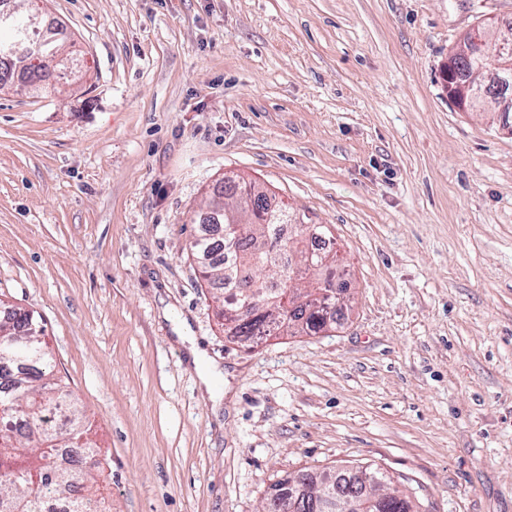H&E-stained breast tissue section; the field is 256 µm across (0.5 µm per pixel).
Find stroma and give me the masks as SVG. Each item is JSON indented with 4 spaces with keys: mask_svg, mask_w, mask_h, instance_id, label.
<instances>
[{
    "mask_svg": "<svg viewBox=\"0 0 512 512\" xmlns=\"http://www.w3.org/2000/svg\"><path fill=\"white\" fill-rule=\"evenodd\" d=\"M42 7L70 76L0 90V299L42 318L112 512H258L367 464L418 512H512V136L446 91L512 0ZM233 176L330 229L342 327L225 335L187 246Z\"/></svg>",
    "mask_w": 512,
    "mask_h": 512,
    "instance_id": "35a3bbf8",
    "label": "stroma"
}]
</instances>
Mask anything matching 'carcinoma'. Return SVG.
<instances>
[{
    "mask_svg": "<svg viewBox=\"0 0 512 512\" xmlns=\"http://www.w3.org/2000/svg\"><path fill=\"white\" fill-rule=\"evenodd\" d=\"M30 12L14 10L0 20V72L18 57L32 60L23 74L38 94L58 91L46 71L58 56L56 41L29 26ZM207 213L206 223L221 225L224 237L207 234L189 244L205 279L224 288V330L259 343L274 333L317 335L336 323L327 297L336 270L337 252H311L308 236L285 205L272 204L268 193L249 183L224 185ZM11 375V390L0 389V512H46L48 500L76 486L70 512H110L99 493L101 450L89 436L83 412L54 373L44 328L28 311L6 308L0 321V378ZM81 448L78 466L59 462V449ZM391 483L380 468L340 466L312 474L303 471L279 481L259 512H416L410 496L393 494L381 502L365 490L361 477Z\"/></svg>",
    "mask_w": 512,
    "mask_h": 512,
    "instance_id": "obj_1",
    "label": "carcinoma"
}]
</instances>
